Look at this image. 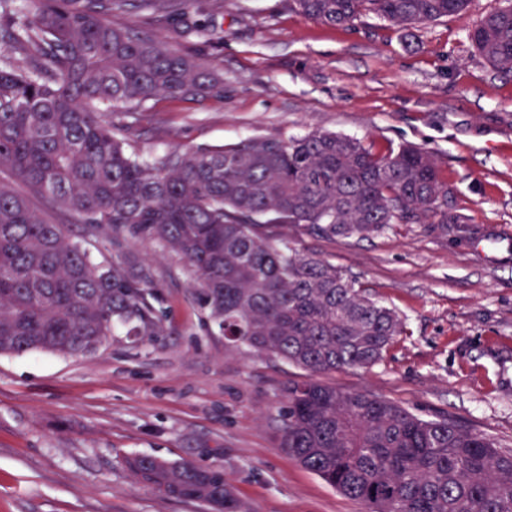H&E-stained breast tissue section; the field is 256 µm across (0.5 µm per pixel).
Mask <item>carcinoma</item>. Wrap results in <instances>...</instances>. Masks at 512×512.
<instances>
[{"label": "carcinoma", "instance_id": "1", "mask_svg": "<svg viewBox=\"0 0 512 512\" xmlns=\"http://www.w3.org/2000/svg\"><path fill=\"white\" fill-rule=\"evenodd\" d=\"M467 39L512 74V0ZM468 0H288L331 26L366 13L408 27ZM180 0H31L14 20L0 0V355L97 351L118 326L156 336L163 316L144 268L95 260L55 222L109 230L183 258L207 324L227 342L304 371L280 411L282 448L367 512H512V454L446 419H424L315 376L378 364L403 331L397 312L336 267L287 251L273 233L364 239L399 222L465 224L430 151L384 152L312 132L196 147L150 158L121 118L158 96H220V76L164 41L112 21L168 17ZM163 496L240 512L224 472L150 455L127 460Z\"/></svg>", "mask_w": 512, "mask_h": 512}]
</instances>
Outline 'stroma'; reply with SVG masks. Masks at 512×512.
<instances>
[{"instance_id":"obj_1","label":"stroma","mask_w":512,"mask_h":512,"mask_svg":"<svg viewBox=\"0 0 512 512\" xmlns=\"http://www.w3.org/2000/svg\"><path fill=\"white\" fill-rule=\"evenodd\" d=\"M500 0H470L404 29L368 13L332 27L288 0H189L182 14L117 15L214 67L222 97L157 98L131 143L160 157L247 137L335 132L378 150L436 153L467 224H395L326 239L296 224L289 247L336 266L404 322L370 369L321 375L512 449V75L467 35ZM100 259L134 257L165 314L159 336L117 333L89 356H0V512H202L138 482L135 454L223 468L243 512H365L281 446L279 410L302 369L208 329L185 262L99 237Z\"/></svg>"}]
</instances>
